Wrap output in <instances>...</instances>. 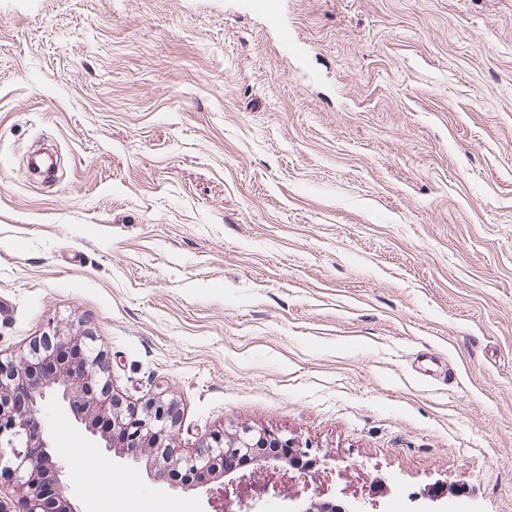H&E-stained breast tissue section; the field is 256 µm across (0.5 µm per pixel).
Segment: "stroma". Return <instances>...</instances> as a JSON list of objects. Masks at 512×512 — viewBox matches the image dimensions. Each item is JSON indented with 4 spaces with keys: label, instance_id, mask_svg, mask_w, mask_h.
Here are the masks:
<instances>
[{
    "label": "stroma",
    "instance_id": "1",
    "mask_svg": "<svg viewBox=\"0 0 512 512\" xmlns=\"http://www.w3.org/2000/svg\"><path fill=\"white\" fill-rule=\"evenodd\" d=\"M272 7L0 0V355L83 321L180 451L512 512V0Z\"/></svg>",
    "mask_w": 512,
    "mask_h": 512
}]
</instances>
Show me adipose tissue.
Masks as SVG:
<instances>
[{
    "instance_id": "obj_1",
    "label": "adipose tissue",
    "mask_w": 512,
    "mask_h": 512,
    "mask_svg": "<svg viewBox=\"0 0 512 512\" xmlns=\"http://www.w3.org/2000/svg\"><path fill=\"white\" fill-rule=\"evenodd\" d=\"M73 456L76 460L75 485L85 491L88 512H104L97 488L106 479L112 482L113 501L123 503V512H157L154 497L134 486L131 478L112 475L106 461L83 450L74 451Z\"/></svg>"
}]
</instances>
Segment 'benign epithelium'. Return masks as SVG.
I'll list each match as a JSON object with an SVG mask.
<instances>
[{"label": "benign epithelium", "mask_w": 512, "mask_h": 512, "mask_svg": "<svg viewBox=\"0 0 512 512\" xmlns=\"http://www.w3.org/2000/svg\"><path fill=\"white\" fill-rule=\"evenodd\" d=\"M52 395L73 407L76 421L107 450L124 460L146 461L152 479L172 490L202 487L181 481L180 472L220 479L230 473L224 462L235 458H251L274 472L285 465L299 472L285 488L270 480H228L224 512H261L259 505L269 499L282 502V512H336V500L347 494L309 483V474L326 460L311 455L308 443L278 431L242 425L227 440L215 435L175 457L171 441L179 412L173 402L153 398L140 409L123 405L103 351L90 328L77 322L42 334L15 360L0 359V477L24 490L22 512H81L61 480L66 462L44 436L40 414ZM409 512L453 507L443 494L426 493L411 498Z\"/></svg>", "instance_id": "7a95c632"}]
</instances>
